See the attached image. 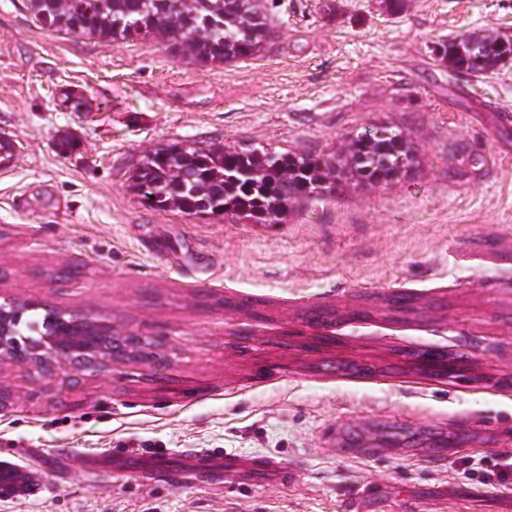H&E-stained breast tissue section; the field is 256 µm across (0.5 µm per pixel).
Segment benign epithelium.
I'll use <instances>...</instances> for the list:
<instances>
[{"mask_svg": "<svg viewBox=\"0 0 512 512\" xmlns=\"http://www.w3.org/2000/svg\"><path fill=\"white\" fill-rule=\"evenodd\" d=\"M22 301L0 303V361L32 370L43 376H51L57 367L65 365L79 373L90 369L109 368L116 360H135L159 367L167 362L155 341L137 331H119L111 322L96 320L94 315L68 308L62 312L78 321L93 320V325L102 329L104 347L86 350L70 336L54 334L45 336L34 348H24L9 336L11 310ZM424 370H432L446 377L459 368L456 358L446 353L430 352L419 360Z\"/></svg>", "mask_w": 512, "mask_h": 512, "instance_id": "obj_1", "label": "benign epithelium"}]
</instances>
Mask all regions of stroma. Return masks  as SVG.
<instances>
[{
  "mask_svg": "<svg viewBox=\"0 0 512 512\" xmlns=\"http://www.w3.org/2000/svg\"><path fill=\"white\" fill-rule=\"evenodd\" d=\"M276 2L263 55L200 65L0 0V301L91 312L167 358L49 379L0 363V464L30 476L0 512H512V469L493 473L512 459V61L470 76L432 53L512 38V0ZM383 125L416 148L406 177L272 228L128 188L161 143L328 155ZM430 348L467 371L408 368ZM184 448L284 472L190 483Z\"/></svg>",
  "mask_w": 512,
  "mask_h": 512,
  "instance_id": "stroma-1",
  "label": "stroma"
}]
</instances>
